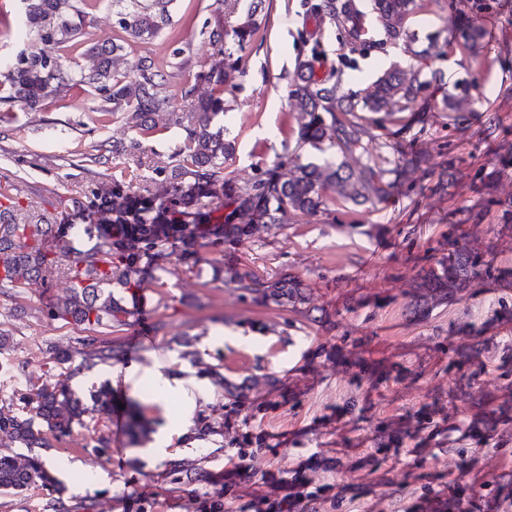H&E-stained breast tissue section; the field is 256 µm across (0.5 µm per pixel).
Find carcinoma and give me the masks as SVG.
I'll return each mask as SVG.
<instances>
[{"instance_id": "1", "label": "carcinoma", "mask_w": 512, "mask_h": 512, "mask_svg": "<svg viewBox=\"0 0 512 512\" xmlns=\"http://www.w3.org/2000/svg\"><path fill=\"white\" fill-rule=\"evenodd\" d=\"M127 2L119 12L118 25L130 41L150 40L170 22L171 0ZM110 4L112 0H25L21 33L30 46L6 64L0 103L37 110L76 84L90 86L99 95L100 111L126 113L129 126L139 134L127 145L112 146L116 154L139 149L140 138L157 130L155 115L169 107V98L159 95L164 76L154 61L142 57L133 72H121L114 60L122 46L110 42L85 49L93 65L84 69L65 66L38 48L40 43L73 50L82 46L92 11ZM259 6L258 0H250L233 29L240 47L261 25ZM416 7L417 0H373L376 21L387 38L404 39L408 45L412 40L408 39L407 19ZM315 10L337 26L350 45L368 43L369 24L354 0H320ZM477 37L462 25L450 32L445 47L454 53H472ZM196 78L213 85L214 92L196 100L195 86L182 90L183 98L191 100L190 125L174 152V164L158 171V192H132L115 181L109 189L96 188L69 198L67 222L62 223L54 213L23 205L11 185H0V264L4 267L0 293L20 297L35 283L47 287L61 280L66 285L65 297L47 309L46 318L80 326L86 332L70 349L48 347L46 360L53 369L64 368L76 354L82 356L81 367L87 370L112 366L121 348L112 334L127 325L128 315L112 297V286L140 287V274L163 252L188 246L198 238L207 247L219 248L227 231L238 238L248 237L256 224L277 227L288 215L316 213L330 193L356 206L388 199L393 190L388 178L391 170L369 163L354 167L348 157L370 136L363 113L384 112L393 121L397 113L414 110L427 84L422 68L394 67L379 76L361 98L352 100L339 93L331 77L318 74L315 61L299 62L293 93L294 107L302 116L298 140L313 145L327 142L339 149L342 160L304 164L295 158L286 177L237 186L223 173L224 158L233 146L224 140V131L213 128L214 119L224 113L222 94L229 78L224 61L211 63ZM224 209L228 213L223 216L220 211ZM73 219L82 221V234L94 241L91 247L81 250L60 245ZM493 277L501 280L477 249L466 241L450 240L448 254L423 270L410 306L421 313L435 304L455 301L472 284ZM239 282L264 304L304 301L302 282L286 273L263 282L246 271ZM90 400L88 405L68 384L51 381L48 370L37 381H29L22 407L0 411V432L27 449L22 456L0 453V492L15 495L41 488L53 495L50 507L54 512H70L41 451L51 448L45 431L62 437L91 421L98 433L94 451L107 453L110 438L98 426L111 404V389L101 384L91 391Z\"/></svg>"}]
</instances>
